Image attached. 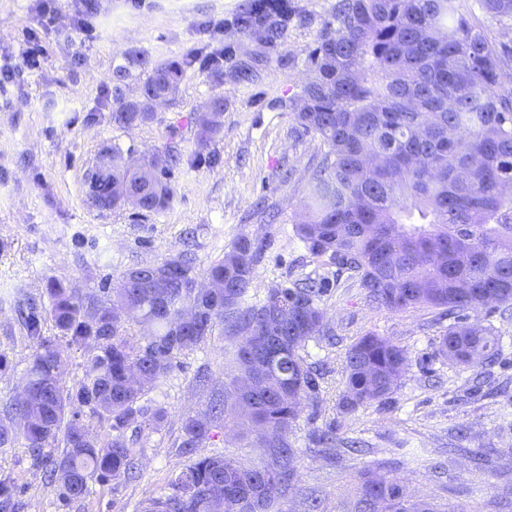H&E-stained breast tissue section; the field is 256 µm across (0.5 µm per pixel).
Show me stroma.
Listing matches in <instances>:
<instances>
[{"label": "stroma", "mask_w": 512, "mask_h": 512, "mask_svg": "<svg viewBox=\"0 0 512 512\" xmlns=\"http://www.w3.org/2000/svg\"><path fill=\"white\" fill-rule=\"evenodd\" d=\"M290 2L285 32L271 46L263 29L241 31L244 0H98L89 36L73 31L78 0H57L48 17L38 0H0V68L12 73L0 87V356L7 362L0 425L12 421L34 352L19 310L27 299L46 300L48 281L95 291L128 268L186 259L202 283L243 235L263 248L247 302L319 273L293 225L323 145L298 129L289 104L308 78L306 52L335 0ZM216 19L224 30L212 37L203 26ZM32 29L46 49L35 67L25 61ZM170 60L185 67L176 98L157 105L147 122L114 126L116 98L139 100L152 66ZM217 96L224 135L202 149L190 116ZM105 145L180 154L172 204L146 216L98 210L85 173ZM322 306L336 339L308 344V362L322 373L320 393L290 436L303 492L322 497L326 512H342L359 471L387 469L413 496L465 512H512V316L480 310V320L503 336L500 355L491 366L459 368L438 353L447 323L433 311L373 308L344 275ZM370 332L407 349L408 368L389 399L347 415L338 406L344 354ZM237 343L215 327L145 392L141 406L164 408L167 419L157 430L126 429L133 478L90 481L86 496L65 502L32 467L24 442L0 447V481L12 485L16 512H140L146 499L167 494L192 458L270 462V449L227 415L194 454L180 446L183 421L207 417L230 390ZM332 422L340 436L360 440L359 451H317L312 433Z\"/></svg>", "instance_id": "35a3bbf8"}]
</instances>
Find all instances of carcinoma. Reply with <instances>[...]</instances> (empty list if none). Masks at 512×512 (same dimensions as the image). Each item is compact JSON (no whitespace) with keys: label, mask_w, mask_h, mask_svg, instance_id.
<instances>
[{"label":"carcinoma","mask_w":512,"mask_h":512,"mask_svg":"<svg viewBox=\"0 0 512 512\" xmlns=\"http://www.w3.org/2000/svg\"><path fill=\"white\" fill-rule=\"evenodd\" d=\"M512 22V0H336L330 18L308 50L313 77L292 99L298 126L318 137L324 152L311 170L294 233L307 252L349 273L377 309L440 311L448 329L440 352L461 366L491 364L501 350L492 325L466 312L512 309V87L504 83L512 47L492 39L475 9ZM291 15L288 0H249L242 32L276 17L275 39ZM184 69L177 61L155 65L143 94L174 97ZM224 100L215 97L194 114L201 148L224 135ZM152 116L147 100L116 99L112 123L130 127ZM112 168L102 157L89 170L96 205L138 212L164 211L173 197L172 153L152 166H135L117 146ZM261 247L241 236L208 271V288L195 287L192 268L180 261L123 271L115 286L84 292L51 281L48 306L28 304L24 322L34 344L27 396L14 402L18 422L0 426V447L22 439L33 466L48 473L64 501L89 492L88 482L121 479L133 469L125 428L143 417L158 428L166 411L146 414L138 401L167 376L179 355L206 342L217 325L240 337L239 371L232 394L248 406L237 414L273 449L270 464L245 467L229 457L207 456L182 468L171 493L149 498L143 512H283L280 501L296 490L289 442L302 404L318 394L319 376L304 357L308 342L332 335L321 298L333 283L307 277L268 290L255 304L244 296L256 277ZM175 267L178 283L157 304L146 279ZM288 313L274 333L270 358L252 366L247 333L272 312ZM49 316L60 336L42 335ZM88 348L84 379L64 388L59 339ZM340 407L346 414L383 402L397 389L408 364L406 350L375 333L346 350ZM85 406L108 430L86 440L66 412ZM189 417L182 443L191 452L225 413ZM65 450L45 452L59 432ZM334 425L312 441L336 446ZM351 512L444 511L413 499L388 474L358 475Z\"/></svg>","instance_id":"carcinoma-1"}]
</instances>
